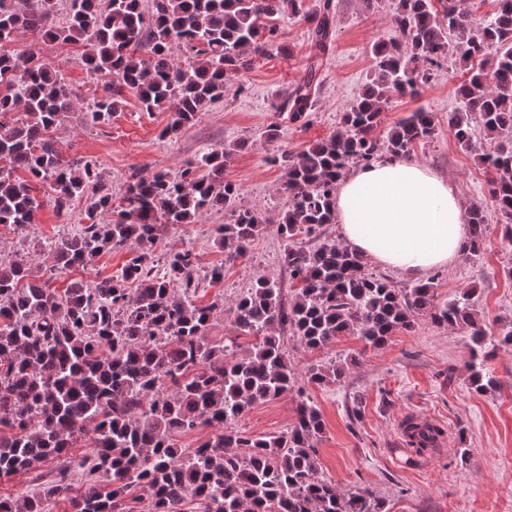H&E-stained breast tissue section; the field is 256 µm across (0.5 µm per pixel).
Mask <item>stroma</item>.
<instances>
[{
  "label": "stroma",
  "mask_w": 512,
  "mask_h": 512,
  "mask_svg": "<svg viewBox=\"0 0 512 512\" xmlns=\"http://www.w3.org/2000/svg\"><path fill=\"white\" fill-rule=\"evenodd\" d=\"M333 2L337 27L328 51L312 41L303 18L280 20L277 49L242 74L244 91L227 88L223 99L170 136L163 133L171 120L169 110L143 111L132 90L126 91L125 106L110 124L87 125L80 108L107 93L110 77L88 73L77 61L79 46L45 42L23 30L15 36V49L33 51L64 74L75 107L54 136L64 155L96 159L113 195H120L132 171L174 174L205 148L233 146L224 177L237 185L239 207L259 211L268 224L246 257L226 262L215 243V227L232 219L220 208L202 213L194 223L170 227L154 247L155 257L163 259L193 246L202 273L196 303L219 298L225 303L214 319V336H237L231 305L257 277L280 282L285 296L296 290L282 261L286 243L276 233L287 202L283 171L269 163V156L280 147L299 153L335 132L371 72L373 43L401 37L392 21V0ZM313 63L319 67L317 103L310 124L295 126L275 105L286 89L305 78ZM467 74L456 55H449L418 93L390 97L383 125L393 127L421 108L438 119L434 138L418 145L412 159L450 178L463 206H480L489 226L479 259L462 255L437 269L436 300L443 303L475 289V309L494 339L512 323V241L502 232L486 169L475 154L462 151L448 131V114L458 105L455 88ZM272 123L284 131L277 145L264 136ZM38 199L35 220L25 231L0 227V256H30L36 241L79 229L87 199L75 200L65 216L57 214L47 193H39ZM127 258V252H112L93 266L57 273L53 285L63 289L74 280L110 277ZM218 265L224 268V278L214 282L208 273ZM237 338L240 352H247L250 337ZM285 348L298 369L333 361L344 366L345 375L340 383L320 387L306 382L278 399L252 406L241 428L257 435L286 431L295 422L299 402L307 399L318 407L325 424L316 445L320 472L341 492L370 488L382 500L384 512H512V347L494 349L485 361L496 385L484 392L472 389L469 381L476 343L427 317L413 330L394 332L381 348L341 336L325 349L311 351L290 335ZM410 416L440 423L447 432L436 452L416 461L400 451L395 430L399 418Z\"/></svg>",
  "instance_id": "stroma-1"
}]
</instances>
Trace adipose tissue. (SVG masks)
<instances>
[{
    "label": "adipose tissue",
    "instance_id": "ef3b65f1",
    "mask_svg": "<svg viewBox=\"0 0 512 512\" xmlns=\"http://www.w3.org/2000/svg\"><path fill=\"white\" fill-rule=\"evenodd\" d=\"M334 209L348 250L417 276L455 261L470 235L450 180L389 154L342 179Z\"/></svg>",
    "mask_w": 512,
    "mask_h": 512
}]
</instances>
